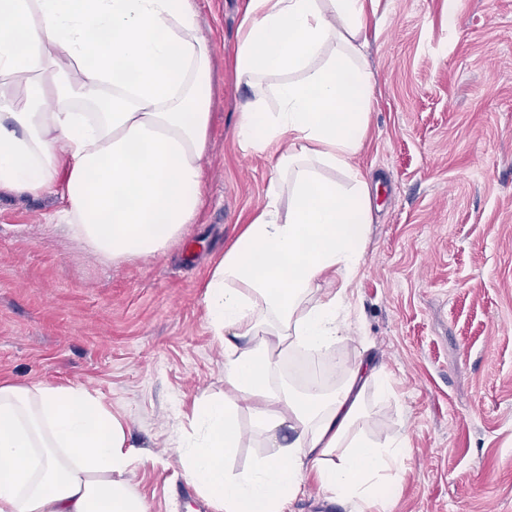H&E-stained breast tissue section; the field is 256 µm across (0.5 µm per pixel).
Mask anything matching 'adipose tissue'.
<instances>
[{"label": "adipose tissue", "mask_w": 512, "mask_h": 512, "mask_svg": "<svg viewBox=\"0 0 512 512\" xmlns=\"http://www.w3.org/2000/svg\"><path fill=\"white\" fill-rule=\"evenodd\" d=\"M374 0H249L238 81L273 93L241 109L235 139L276 172L264 207L204 288L224 343L229 399L196 402L175 452L218 512H284L308 480L390 512L406 437L365 429L367 386L384 366L342 359L335 387L273 389L288 351L349 335L346 289L371 221L355 162L373 79L364 56ZM211 51L194 0H0V191L56 195L57 219L108 262L153 257L197 223L211 123ZM339 288L318 294L321 280ZM276 456L236 471L240 408ZM139 459L119 418L80 385L0 379V512H147Z\"/></svg>", "instance_id": "ef3b65f1"}]
</instances>
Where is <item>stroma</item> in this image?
<instances>
[{"instance_id":"35a3bbf8","label":"stroma","mask_w":512,"mask_h":512,"mask_svg":"<svg viewBox=\"0 0 512 512\" xmlns=\"http://www.w3.org/2000/svg\"><path fill=\"white\" fill-rule=\"evenodd\" d=\"M211 51L200 223L159 256L109 263L0 193V379L80 384L125 425L148 512H213L173 450L195 400L224 395L208 272L266 202L273 162L233 135L252 99L233 58L247 0H195ZM358 162L372 222L332 356L387 366L370 430L406 436L391 512H512V0H378Z\"/></svg>"}]
</instances>
